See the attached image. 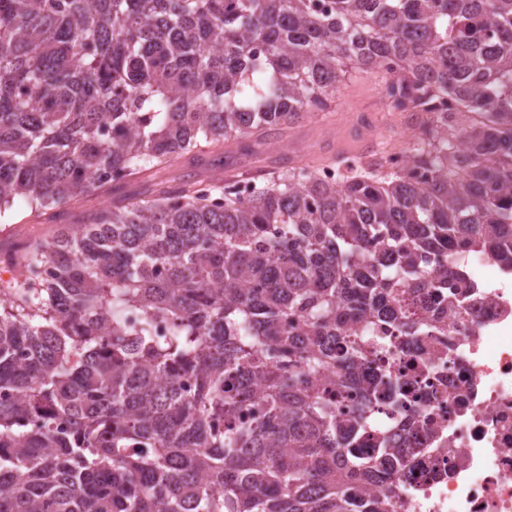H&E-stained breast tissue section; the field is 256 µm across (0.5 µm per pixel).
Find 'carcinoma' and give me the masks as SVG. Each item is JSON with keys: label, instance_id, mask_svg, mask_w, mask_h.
Returning a JSON list of instances; mask_svg holds the SVG:
<instances>
[{"label": "carcinoma", "instance_id": "1", "mask_svg": "<svg viewBox=\"0 0 512 512\" xmlns=\"http://www.w3.org/2000/svg\"><path fill=\"white\" fill-rule=\"evenodd\" d=\"M352 69L407 114L409 166L226 155L245 199L187 180L27 246L54 277L0 283V512H399L420 461L371 417L408 382L356 371L392 328L447 332L457 251L512 267V0H0L5 211L252 156ZM209 151H211L207 156L209 165L205 169L196 167L186 161L184 167L181 168L180 173L198 175L199 179H223L225 177V172L224 169L222 170V161L224 160V155L228 154L229 151H236L235 141L233 139L229 142L225 141L224 146H218L215 148L211 147ZM173 176V173L167 169L155 168L151 171L134 175L126 179V184L123 189L124 192H137L144 190L147 186L165 181Z\"/></svg>", "mask_w": 512, "mask_h": 512}]
</instances>
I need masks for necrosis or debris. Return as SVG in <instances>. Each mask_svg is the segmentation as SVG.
<instances>
[{
    "mask_svg": "<svg viewBox=\"0 0 512 512\" xmlns=\"http://www.w3.org/2000/svg\"><path fill=\"white\" fill-rule=\"evenodd\" d=\"M469 316L445 336L393 347L376 363L393 369L422 361L415 382L425 417L374 415L395 446H420L430 472L402 486V512H512V272L480 251L455 258Z\"/></svg>",
    "mask_w": 512,
    "mask_h": 512,
    "instance_id": "obj_1",
    "label": "necrosis or debris"
}]
</instances>
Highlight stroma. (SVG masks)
Instances as JSON below:
<instances>
[{"label": "stroma", "mask_w": 512, "mask_h": 512, "mask_svg": "<svg viewBox=\"0 0 512 512\" xmlns=\"http://www.w3.org/2000/svg\"><path fill=\"white\" fill-rule=\"evenodd\" d=\"M389 127L394 136L409 134L411 125L398 113L389 111L385 91L376 75L356 73L340 84L330 105L305 115L287 133L267 141L268 155H287L317 168L329 158L345 159L381 150V142L364 125L365 119ZM57 231L44 216L15 202L0 215V279H8L6 259L20 260L24 244L34 238H51Z\"/></svg>", "instance_id": "35a3bbf8"}]
</instances>
